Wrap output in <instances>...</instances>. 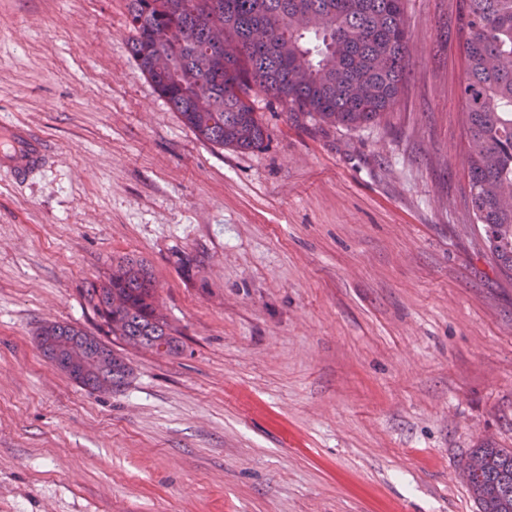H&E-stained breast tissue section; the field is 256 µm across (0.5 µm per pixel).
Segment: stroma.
<instances>
[{"mask_svg": "<svg viewBox=\"0 0 512 512\" xmlns=\"http://www.w3.org/2000/svg\"><path fill=\"white\" fill-rule=\"evenodd\" d=\"M462 4L405 0L381 119L258 93L242 152L155 91L126 0H0V128L53 151L0 172V512H479L461 467L512 448V279L472 218ZM125 255L180 351L114 342L131 382L92 394L34 334L96 332L82 288ZM6 136L12 148L0 151V165L3 171L15 178L25 179L46 166L50 151L44 139L31 127L22 124L9 126L6 129Z\"/></svg>", "mask_w": 512, "mask_h": 512, "instance_id": "1", "label": "stroma"}]
</instances>
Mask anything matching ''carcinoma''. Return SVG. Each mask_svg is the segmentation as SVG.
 <instances>
[{
	"label": "carcinoma",
	"instance_id": "1",
	"mask_svg": "<svg viewBox=\"0 0 512 512\" xmlns=\"http://www.w3.org/2000/svg\"><path fill=\"white\" fill-rule=\"evenodd\" d=\"M127 44L159 95L202 141L259 150L267 127L253 93L297 121L357 128L383 117L405 83L404 0H127ZM468 178L474 223L499 270L512 276V0H464ZM100 335L43 322L35 337L48 361L79 339L112 357L71 380L112 394L133 370L112 339L174 353L175 330L149 265L124 257L83 288ZM463 472L479 512H512V448H477Z\"/></svg>",
	"mask_w": 512,
	"mask_h": 512
}]
</instances>
